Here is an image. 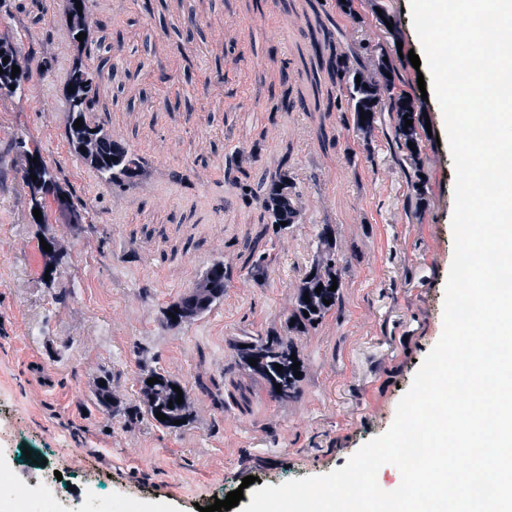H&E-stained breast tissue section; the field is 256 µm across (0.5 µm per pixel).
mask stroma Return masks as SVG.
Returning a JSON list of instances; mask_svg holds the SVG:
<instances>
[{
  "mask_svg": "<svg viewBox=\"0 0 512 512\" xmlns=\"http://www.w3.org/2000/svg\"><path fill=\"white\" fill-rule=\"evenodd\" d=\"M94 0L96 16L121 27L120 54L132 74L122 97L104 92L94 120L123 130L146 160L140 183L107 188L72 158L66 116L43 108L62 93L71 59L65 30L33 0H0V37L49 58L32 71L15 106L0 107V471L21 484L29 505L54 495L57 512H98L154 504L157 512L198 507L244 493V477L277 486L344 467L391 426L418 364L443 331L445 286L454 255L455 169L435 96H422L408 58L397 65L404 88L426 111L431 133L421 157L425 195L417 197L393 157L388 122L370 139L351 113L316 109L310 27L335 16L343 32L375 50L383 32L370 0L354 16L336 0ZM196 15L202 34L178 43ZM223 30V40L213 38ZM224 59V79L213 75ZM171 75L173 108L154 95L158 72ZM289 95L292 110L274 111ZM135 105H128V98ZM26 137L31 152L58 161L60 182L89 218L68 223L53 197L42 217L30 210L23 163L9 148ZM168 142L169 153L153 152ZM237 152L251 179L280 159L301 190L300 220L263 234L260 206L224 179V155ZM336 231L347 265L339 307L296 345L305 376L296 398H273L235 364L234 343L282 330L296 285L323 225ZM54 241L57 267L46 273L42 240ZM259 246L268 276L255 280L245 260ZM231 277L224 298L202 317L168 326L163 309L215 260ZM156 370L184 384L192 420L173 430L149 417L139 379ZM110 377L132 420L110 416L94 389ZM86 457L85 465L70 461Z\"/></svg>",
  "mask_w": 512,
  "mask_h": 512,
  "instance_id": "35a3bbf8",
  "label": "stroma"
}]
</instances>
